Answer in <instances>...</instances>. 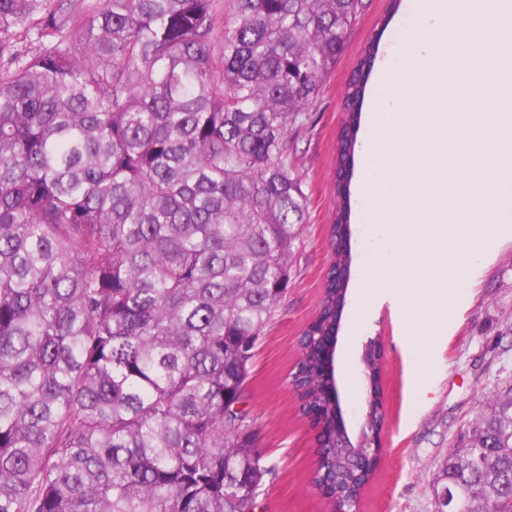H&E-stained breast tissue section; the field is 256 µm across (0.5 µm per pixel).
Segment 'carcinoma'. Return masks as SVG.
<instances>
[{
	"label": "carcinoma",
	"instance_id": "obj_1",
	"mask_svg": "<svg viewBox=\"0 0 512 512\" xmlns=\"http://www.w3.org/2000/svg\"><path fill=\"white\" fill-rule=\"evenodd\" d=\"M0 0V512H256L270 473L234 412L252 349L288 291L309 219L289 142L363 0ZM365 48L345 87L336 171H350ZM299 340L300 411L343 309L349 187ZM501 466L448 471L512 512V386L469 433ZM337 502L359 494L317 451Z\"/></svg>",
	"mask_w": 512,
	"mask_h": 512
}]
</instances>
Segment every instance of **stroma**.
Here are the masks:
<instances>
[{"instance_id":"obj_1","label":"stroma","mask_w":512,"mask_h":512,"mask_svg":"<svg viewBox=\"0 0 512 512\" xmlns=\"http://www.w3.org/2000/svg\"><path fill=\"white\" fill-rule=\"evenodd\" d=\"M347 34L345 50L323 85L306 129L293 151L309 202V221L290 261L288 293L260 337L240 405L254 446L270 469L258 501L261 512H329L312 481L315 431L289 388L302 329L315 317L329 265L326 228L336 208V138L344 118L342 93L364 46L378 40L384 60L415 25L391 0H364ZM370 160L356 148L350 173L353 261L334 359L341 407L348 425L366 408L357 356L366 338L380 337L384 358L380 387L386 423L382 453L365 486L359 512H434L431 487L441 457L455 448L487 398L512 384V223L497 227L499 245L473 272L469 284L449 295L447 306L420 336L425 297L376 289L366 307L356 303L365 265L378 262L379 227L361 220L363 174ZM425 360H418V353Z\"/></svg>"}]
</instances>
